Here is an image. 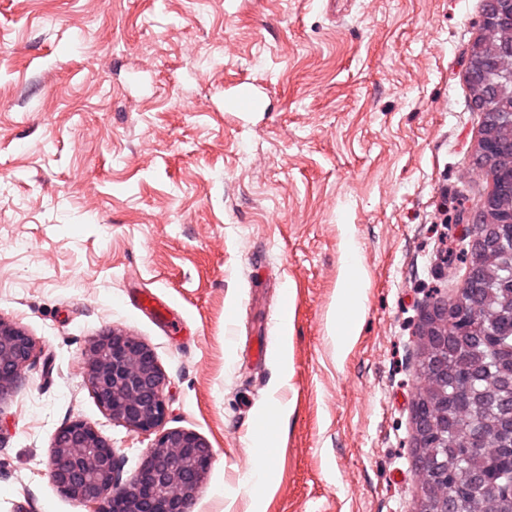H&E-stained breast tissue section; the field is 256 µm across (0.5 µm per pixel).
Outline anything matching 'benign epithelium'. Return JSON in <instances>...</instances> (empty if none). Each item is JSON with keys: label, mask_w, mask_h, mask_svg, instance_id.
Instances as JSON below:
<instances>
[{"label": "benign epithelium", "mask_w": 512, "mask_h": 512, "mask_svg": "<svg viewBox=\"0 0 512 512\" xmlns=\"http://www.w3.org/2000/svg\"><path fill=\"white\" fill-rule=\"evenodd\" d=\"M504 234L512 241V224L494 225L470 244L484 248L493 236ZM33 350L29 336L0 320V400L21 380ZM84 359L91 388L112 418L137 432L159 435L137 473L124 481L112 445L86 422H71L54 439L50 472L57 488L93 506V512H189L214 452L194 431H159L166 416L165 375L154 351L137 337L112 330L92 338Z\"/></svg>", "instance_id": "1"}]
</instances>
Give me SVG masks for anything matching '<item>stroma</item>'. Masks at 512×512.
Listing matches in <instances>:
<instances>
[{"mask_svg":"<svg viewBox=\"0 0 512 512\" xmlns=\"http://www.w3.org/2000/svg\"><path fill=\"white\" fill-rule=\"evenodd\" d=\"M483 8L0 0V319L37 345L0 401V512H90L50 475L75 420L123 478L140 467L154 435L113 420L85 376L112 329L154 351L165 428L214 450L191 512H412L418 330L465 279L439 259L460 205L492 186L471 173L483 115L466 86ZM242 82L256 106L227 111ZM349 236L367 286L340 358ZM273 396L288 423L263 491L245 478Z\"/></svg>","mask_w":512,"mask_h":512,"instance_id":"stroma-1","label":"stroma"}]
</instances>
